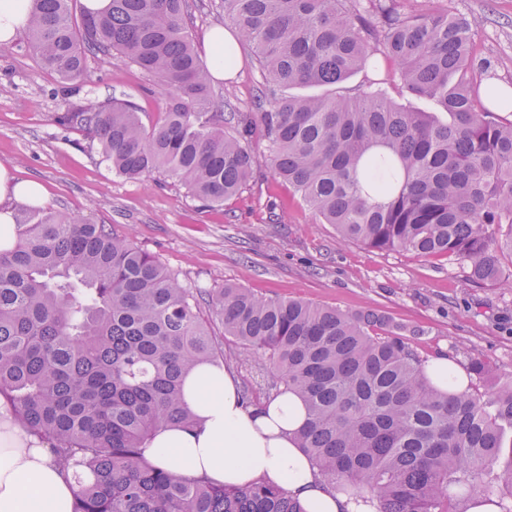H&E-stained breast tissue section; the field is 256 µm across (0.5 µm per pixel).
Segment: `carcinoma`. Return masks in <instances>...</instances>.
<instances>
[{"mask_svg": "<svg viewBox=\"0 0 512 512\" xmlns=\"http://www.w3.org/2000/svg\"><path fill=\"white\" fill-rule=\"evenodd\" d=\"M71 4L32 0L28 44L47 69L74 84L95 60L129 62L165 93L150 126L131 101L76 103L59 116L116 174L166 173L220 205L247 186L258 132L275 176L339 238L462 260L475 284L505 281L512 121L496 111L512 98L473 80L474 19L443 0L418 12L370 0L374 23L361 0H219L265 78L256 113L231 115L238 127L228 131L185 24L188 0H112L108 12L79 18ZM378 45L394 72L355 96L285 94L339 86L373 63ZM397 79L447 120L389 98L385 85ZM16 237L0 252V399L73 472V512H304L277 486L216 485L145 458L159 429L194 423L182 401L189 367L233 364L201 315L205 300L224 339L261 357L267 389L301 398L298 446L349 496L370 491L378 512H451L489 479L512 497V455L503 459L512 380L443 392L386 316L232 284L190 288L107 224L32 207Z\"/></svg>", "mask_w": 512, "mask_h": 512, "instance_id": "cac0c4a2", "label": "carcinoma"}]
</instances>
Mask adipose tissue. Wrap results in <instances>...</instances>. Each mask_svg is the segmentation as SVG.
Returning a JSON list of instances; mask_svg holds the SVG:
<instances>
[{
	"instance_id": "ef3b65f1",
	"label": "adipose tissue",
	"mask_w": 512,
	"mask_h": 512,
	"mask_svg": "<svg viewBox=\"0 0 512 512\" xmlns=\"http://www.w3.org/2000/svg\"><path fill=\"white\" fill-rule=\"evenodd\" d=\"M43 202L39 182L16 179L0 164V251L16 244V205ZM183 401L197 425L157 431L145 450L151 463L216 484H272L305 512H377L375 499L350 500L299 448L306 410L293 391L281 390L249 406L241 398L235 369L199 363L185 377ZM74 490L72 476L54 463L47 444L22 428L13 406L1 400L0 512H73Z\"/></svg>"
}]
</instances>
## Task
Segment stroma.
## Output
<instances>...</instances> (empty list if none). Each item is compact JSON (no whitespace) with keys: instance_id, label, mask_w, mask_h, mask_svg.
Returning <instances> with one entry per match:
<instances>
[{"instance_id":"obj_1","label":"stroma","mask_w":512,"mask_h":512,"mask_svg":"<svg viewBox=\"0 0 512 512\" xmlns=\"http://www.w3.org/2000/svg\"><path fill=\"white\" fill-rule=\"evenodd\" d=\"M452 13L478 18L474 78L512 86V0H445ZM151 78L124 63L91 65L80 87L61 83L25 39L0 46V163L40 182L47 208L109 224L158 256L193 288L233 283L252 293L302 299L347 312L371 309L413 335L424 359L447 354L461 367L485 360L496 379L512 377V290L477 286L460 262L410 251H378L339 239L333 225L273 175L266 143L254 140L245 190L213 209L177 179L117 176L95 143L57 119L73 103L135 102L144 122L158 119L163 97ZM263 84L248 46L233 78L212 81L219 106L252 111Z\"/></svg>"}]
</instances>
